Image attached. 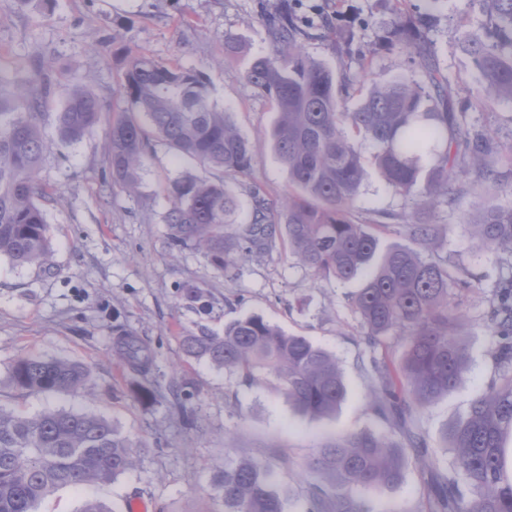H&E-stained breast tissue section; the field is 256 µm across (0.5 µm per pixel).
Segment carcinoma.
<instances>
[{
	"label": "carcinoma",
	"mask_w": 512,
	"mask_h": 512,
	"mask_svg": "<svg viewBox=\"0 0 512 512\" xmlns=\"http://www.w3.org/2000/svg\"><path fill=\"white\" fill-rule=\"evenodd\" d=\"M441 0H394V32L406 39L426 72L420 84L407 74L374 82L358 107L347 112L342 96L363 88L360 75L336 74L306 53L314 32L333 31L331 17L302 19L294 0H278L264 22L269 53L256 58L244 79L269 96L276 119L273 148L288 172L292 191L279 204L260 187L248 190V218L228 180L251 175L253 155L231 113L210 99L200 75L164 65L146 55L128 60L129 105L113 120L108 150L112 182L137 191L150 147L145 125L177 154L220 172L209 179L185 174L169 184L163 215L170 244L204 249L224 276L250 256L273 251L277 241L315 276L357 284L351 307L370 351L402 339L399 361L371 356L361 365L372 391L371 410L401 439L383 430L348 431L320 447L307 468L327 477L308 485L307 512H365L355 492L376 493L404 481L405 452L428 455L427 435L406 421L428 411L454 391L468 368L464 330L472 318L456 301L482 294L483 275L442 247L445 225L427 216L452 201L466 206L464 229L474 252L503 269L487 299L482 321L496 338L493 377L440 438L448 471L434 472L428 495L432 512H512V481L504 440L512 436V205L466 203L468 186L499 187L501 168L512 169L490 130H477L458 111L450 77L426 55L425 31ZM485 17L483 32L463 33L461 50L477 68L482 91L512 103V0H474ZM38 79L0 70V256L19 267L51 264V246L41 201L47 192L41 169L48 151L41 121L47 101L61 92L56 115L62 145L83 140L105 112L101 101L78 83L59 87L49 65L33 64ZM373 151L364 156L359 143ZM372 165L387 187L413 204L399 224H365L352 214ZM205 294L182 285V298L202 310ZM184 354L206 359L246 386L269 383L297 412L332 416L345 394L336 357L304 336L287 334L259 315L235 319L217 334L203 327L180 336ZM117 360L147 375L153 354L127 332L116 339ZM89 369L76 361L24 356L7 374L17 391L62 395L84 388ZM185 381L173 407L187 426L193 410ZM138 445L107 417L74 409H49L33 417L0 407V512H38L48 495L64 488L115 482L136 462ZM279 473L263 459L240 456L224 465L212 483L221 512H285Z\"/></svg>",
	"instance_id": "cac0c4a2"
}]
</instances>
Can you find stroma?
Returning a JSON list of instances; mask_svg holds the SVG:
<instances>
[{
    "label": "stroma",
    "mask_w": 512,
    "mask_h": 512,
    "mask_svg": "<svg viewBox=\"0 0 512 512\" xmlns=\"http://www.w3.org/2000/svg\"><path fill=\"white\" fill-rule=\"evenodd\" d=\"M277 0H0V66L32 76L31 63L49 62L58 84L87 86L110 107L93 133L60 145L56 138L59 102L46 109L42 130L49 143L41 177L61 197L44 202L52 243V266L18 267L0 257V406L37 415L55 407L107 416L141 445L137 465L118 481L93 488L113 512H128L132 501L148 512H219L211 496L212 476L241 455L271 459L281 473L279 491L286 512H306L307 482L320 481L305 462L315 448L352 430H383L370 408V387L359 368L364 345L358 317L347 301L352 285L313 276L289 257L285 244L267 256L242 262L225 277L201 251L171 246L163 215L168 186L181 174L203 175L195 162L153 140L140 171V188L130 193L113 184L106 168L115 111L126 105L124 74L128 59L145 54L205 77L214 101L224 106L248 139L254 158L249 182L268 198L288 192V173L271 145L275 118L271 100L243 74L270 41L264 10ZM392 0H298L300 14L315 20L334 15L340 28L369 47L365 60L341 56L335 37L307 42L308 55L333 71L353 70L366 81L385 82L401 73L423 80L408 52L383 39L391 27ZM480 23L472 0H443L428 33L433 60L452 77L456 102L470 121L496 130L503 149H512V104L492 103L479 75L459 49L458 23ZM238 55H224L225 42ZM375 170H368L354 208L364 223L380 213L408 209ZM445 246L459 252L492 289L498 271L471 249L454 205L440 207ZM203 288L209 307L199 311L180 297L184 283ZM463 302L474 323L467 332L471 361L456 390L424 413L419 425L430 442L467 406L492 376L495 338L481 320L480 297ZM256 314L289 334L307 337L331 352L345 377L346 395L334 417L317 419L295 411L269 385L246 386L204 360L187 358L183 330L204 327L220 333L233 319ZM149 342L154 363L148 379L154 400L135 395L140 376L113 359L115 329ZM61 358L90 366L87 388L78 394L47 397L22 394L7 382V368L18 356ZM191 380L195 424L187 428L171 410L172 393ZM432 471L409 457L403 484L365 495L366 512H431Z\"/></svg>",
    "instance_id": "obj_1"
}]
</instances>
